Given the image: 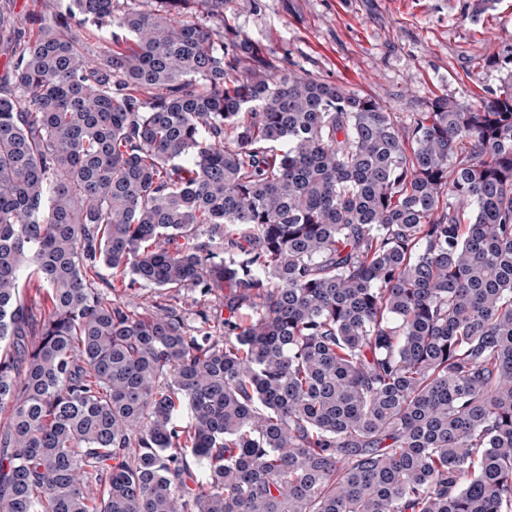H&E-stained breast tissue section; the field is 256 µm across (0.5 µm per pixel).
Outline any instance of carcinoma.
<instances>
[{"instance_id":"1","label":"carcinoma","mask_w":512,"mask_h":512,"mask_svg":"<svg viewBox=\"0 0 512 512\" xmlns=\"http://www.w3.org/2000/svg\"><path fill=\"white\" fill-rule=\"evenodd\" d=\"M187 2L0 5V512H512V49L403 125Z\"/></svg>"}]
</instances>
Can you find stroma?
I'll list each match as a JSON object with an SVG mask.
<instances>
[{
	"label": "stroma",
	"mask_w": 512,
	"mask_h": 512,
	"mask_svg": "<svg viewBox=\"0 0 512 512\" xmlns=\"http://www.w3.org/2000/svg\"><path fill=\"white\" fill-rule=\"evenodd\" d=\"M224 25L288 69L374 96L407 120L485 96L512 43V0H224Z\"/></svg>",
	"instance_id": "obj_1"
}]
</instances>
